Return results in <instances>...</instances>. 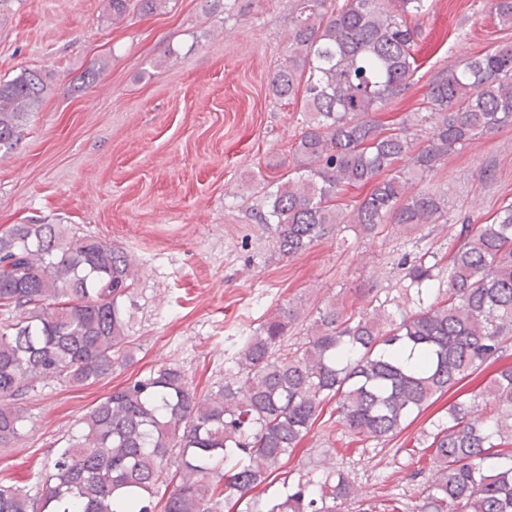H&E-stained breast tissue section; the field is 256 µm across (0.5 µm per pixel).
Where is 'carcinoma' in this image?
<instances>
[{
  "instance_id": "obj_1",
  "label": "carcinoma",
  "mask_w": 512,
  "mask_h": 512,
  "mask_svg": "<svg viewBox=\"0 0 512 512\" xmlns=\"http://www.w3.org/2000/svg\"><path fill=\"white\" fill-rule=\"evenodd\" d=\"M512 27V0H489ZM429 0H295L273 94L304 89L309 120L292 144L288 179L263 187L265 224L282 256L308 249L339 224L366 234L387 225L448 223V194L408 193L458 147L512 123V44L495 45L429 85L436 116L427 145L373 113L398 98L417 69ZM47 76L23 69L0 79V152H13ZM370 186L352 210L336 201ZM448 254V294L429 301L436 254L403 257L417 307L394 314L317 309L306 341L284 344L298 310L284 305L246 337L237 370L201 395L175 364L139 376L101 398L80 431L56 449L44 490L33 498L0 484V512H231L278 473L283 492L265 512H336L351 494L344 473L289 481L285 456L334 400L354 434L393 437L412 417L471 375L491 370L476 402L454 400L448 425L429 444L435 473L416 505L387 512H512V203L489 224H463ZM134 285L129 253L64 224H13L0 232V446L20 436L19 397L37 381L84 387L131 356L125 335ZM419 354L411 367L406 351ZM490 458L499 459L493 470Z\"/></svg>"
}]
</instances>
